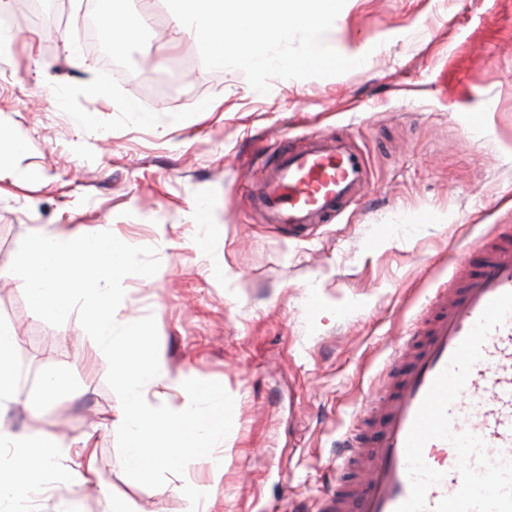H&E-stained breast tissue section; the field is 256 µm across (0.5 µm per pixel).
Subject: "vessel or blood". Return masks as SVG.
Masks as SVG:
<instances>
[{"label":"vessel or blood","mask_w":512,"mask_h":512,"mask_svg":"<svg viewBox=\"0 0 512 512\" xmlns=\"http://www.w3.org/2000/svg\"><path fill=\"white\" fill-rule=\"evenodd\" d=\"M370 183L368 162L348 139L320 137L282 150L266 170L252 204L270 224L297 234L335 218ZM456 288L430 298L420 326L399 346L369 404L341 441L342 463L355 466L349 486L337 487L326 512H395L410 494L405 443L434 379L473 328L488 303L512 292V229L494 245H480L465 262ZM452 429L480 436L490 457L512 459V317L482 347L464 390L449 409ZM425 462L443 472L426 497L435 507L461 486L457 454L444 440L429 441Z\"/></svg>","instance_id":"b4317fda"}]
</instances>
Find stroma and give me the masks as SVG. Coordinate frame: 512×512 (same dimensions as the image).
I'll list each match as a JSON object with an SVG mask.
<instances>
[{
  "instance_id": "stroma-1",
  "label": "stroma",
  "mask_w": 512,
  "mask_h": 512,
  "mask_svg": "<svg viewBox=\"0 0 512 512\" xmlns=\"http://www.w3.org/2000/svg\"><path fill=\"white\" fill-rule=\"evenodd\" d=\"M0 0V126L25 141L0 176V323L20 337L16 399L0 425L34 426L78 457L34 491L35 512H186L184 483L212 488L208 512H317L340 472L336 443L380 371L464 253L512 225V0H346L330 41L374 46L328 78L275 79L255 92L237 70L201 63L172 35L165 0H111L145 16L111 77L82 41L96 0ZM343 135L371 184L331 223L289 238L253 208L279 148ZM215 247L196 243L197 209ZM59 224L153 246L154 281L124 279L123 312L153 315L168 369L216 381L234 399L224 474L208 464L151 489L123 472L108 363L77 314L54 327L28 307L9 267L22 239ZM64 389L46 394L45 375Z\"/></svg>"
}]
</instances>
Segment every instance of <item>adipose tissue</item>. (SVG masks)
<instances>
[{
  "label": "adipose tissue",
  "instance_id": "obj_1",
  "mask_svg": "<svg viewBox=\"0 0 512 512\" xmlns=\"http://www.w3.org/2000/svg\"><path fill=\"white\" fill-rule=\"evenodd\" d=\"M62 454V443L52 436L0 428V504L26 498L36 484L55 478Z\"/></svg>",
  "mask_w": 512,
  "mask_h": 512
}]
</instances>
